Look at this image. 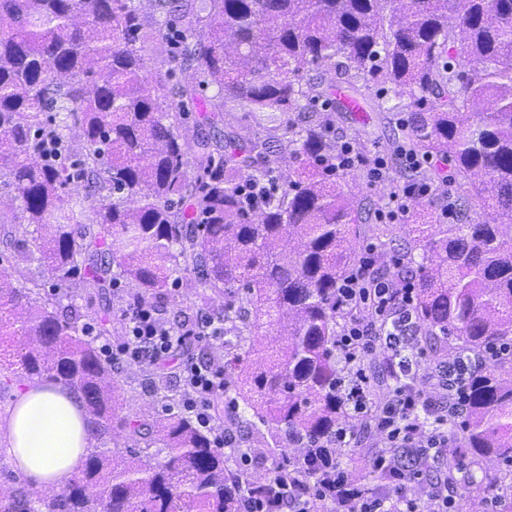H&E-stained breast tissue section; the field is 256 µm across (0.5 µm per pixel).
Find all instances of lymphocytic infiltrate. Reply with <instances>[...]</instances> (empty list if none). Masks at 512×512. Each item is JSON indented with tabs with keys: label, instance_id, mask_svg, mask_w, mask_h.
Returning <instances> with one entry per match:
<instances>
[{
	"label": "lymphocytic infiltrate",
	"instance_id": "lymphocytic-infiltrate-1",
	"mask_svg": "<svg viewBox=\"0 0 512 512\" xmlns=\"http://www.w3.org/2000/svg\"><path fill=\"white\" fill-rule=\"evenodd\" d=\"M414 303V283L407 278L393 282L356 276L344 280L336 292L339 311L370 308L367 322L348 318L336 342L344 361L336 394L347 410L369 417L364 429L373 449L365 462L379 477V491H367L359 479L349 477L335 449L314 447L303 461L286 457L275 478L239 499L236 512H458L454 490L441 471L448 456V425L464 411L462 386L453 370L435 371L439 399L396 385L388 390L382 411H367L370 380L364 361L382 346L381 324H390L393 336L411 335ZM125 319L128 338L120 350L101 345L104 353H116L121 361L147 356L161 363L187 335L186 330L172 329L155 307L139 302L126 309ZM183 382L184 409L209 427L215 419L212 400L224 393L223 368L185 364ZM399 448L429 449V467L402 466L395 454Z\"/></svg>",
	"mask_w": 512,
	"mask_h": 512
}]
</instances>
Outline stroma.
<instances>
[{"label":"stroma","instance_id":"35a3bbf8","mask_svg":"<svg viewBox=\"0 0 512 512\" xmlns=\"http://www.w3.org/2000/svg\"><path fill=\"white\" fill-rule=\"evenodd\" d=\"M382 102L390 104V111L379 110L378 105ZM413 109L411 99L395 100L393 93L381 86L367 99L366 109L362 112L343 110L339 100L330 95L310 101L306 107L307 114L331 118L334 145L350 143L364 157L362 164L342 170L343 187L355 210L362 214L354 241L362 251L370 247H384V254L376 255L371 272L388 278L394 275V258L409 251L410 244L404 234V223L377 219V212L387 207L389 188L371 184L367 172L374 159L381 156L392 164L391 177L395 186H402L410 179V172L403 169L394 153L400 144L409 140L406 122ZM420 173L438 185L435 194L420 198L421 207L434 212L455 199L457 174L450 163L432 160L423 163ZM221 347L218 341L188 343L170 354L164 370L159 373L146 365L116 364L113 376L124 393L125 413L130 414L140 408L155 416L166 415L162 396H169L176 402L183 398L182 365L191 362L222 364Z\"/></svg>","mask_w":512,"mask_h":512}]
</instances>
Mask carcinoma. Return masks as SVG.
Instances as JSON below:
<instances>
[{
  "label": "carcinoma",
  "instance_id": "carcinoma-1",
  "mask_svg": "<svg viewBox=\"0 0 512 512\" xmlns=\"http://www.w3.org/2000/svg\"><path fill=\"white\" fill-rule=\"evenodd\" d=\"M155 2L162 14L178 12L182 30L143 16L134 0H0V172L21 223L51 229L33 243L4 233L20 286L0 282V386L44 378L75 390L95 440L120 430L141 443L125 452L96 444L68 487L45 498L3 495L0 512H235L252 487L229 468L241 449L224 453L193 418L123 413L112 366L82 338L94 314L61 313L64 295L40 293L46 280L79 282L108 307L121 279L151 303L169 296L178 268L191 269L197 328L217 322L233 336L224 369L252 411L217 414L224 431L273 428L283 453L336 445L346 420L336 396V291L360 269L349 235L361 216L333 167L331 121L294 118L317 94L309 73L322 66L362 96L383 84L414 97L413 146L465 178H486L482 188L458 185L454 224L418 210L404 259L418 270L413 340L431 348L453 339L457 364L492 354L467 373L465 414L450 432L454 454L503 468L463 485L512 490V0H210L205 16L190 0ZM452 15L459 22L450 26ZM173 36L199 85L218 88L206 123H224V106L235 104L268 114L273 135L295 147L294 179L265 207H245L239 186L271 172L256 167L267 140L182 139L179 118L198 96L168 87L136 47ZM51 110L82 128L81 156L70 163ZM76 180L82 199L65 192ZM476 202L511 224L470 220ZM287 228L300 239L294 253L282 245ZM264 323L284 345L245 370L235 350ZM17 336L29 346L10 353ZM395 357L389 377L414 378V353L404 346Z\"/></svg>",
  "mask_w": 512,
  "mask_h": 512
}]
</instances>
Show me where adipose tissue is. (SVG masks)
I'll return each instance as SVG.
<instances>
[{"label": "adipose tissue", "instance_id": "1", "mask_svg": "<svg viewBox=\"0 0 512 512\" xmlns=\"http://www.w3.org/2000/svg\"><path fill=\"white\" fill-rule=\"evenodd\" d=\"M94 434L79 393L30 381L0 418V452L31 492L59 490L78 474Z\"/></svg>", "mask_w": 512, "mask_h": 512}]
</instances>
